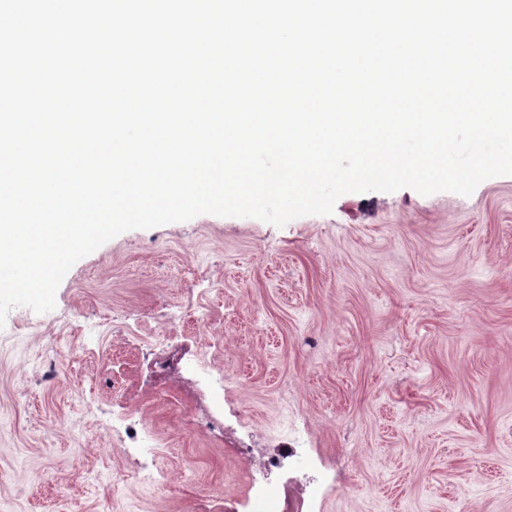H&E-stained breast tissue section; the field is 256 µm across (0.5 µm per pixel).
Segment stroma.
<instances>
[{"mask_svg":"<svg viewBox=\"0 0 512 512\" xmlns=\"http://www.w3.org/2000/svg\"><path fill=\"white\" fill-rule=\"evenodd\" d=\"M287 448L320 512H512V176L126 231L0 328V512H219Z\"/></svg>","mask_w":512,"mask_h":512,"instance_id":"stroma-1","label":"stroma"}]
</instances>
